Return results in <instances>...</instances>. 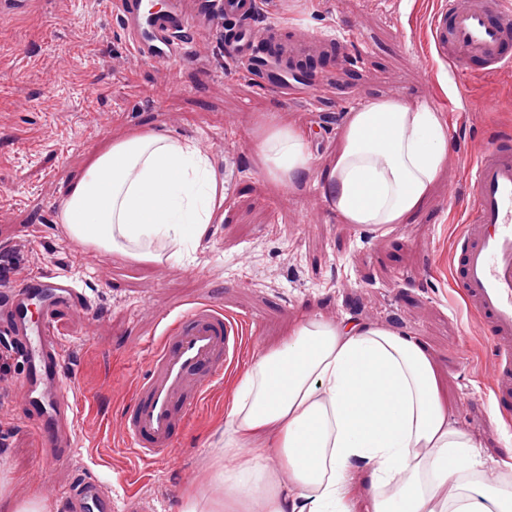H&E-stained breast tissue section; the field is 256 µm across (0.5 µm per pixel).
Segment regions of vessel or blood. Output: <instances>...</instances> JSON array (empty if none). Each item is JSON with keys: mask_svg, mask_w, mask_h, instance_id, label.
<instances>
[{"mask_svg": "<svg viewBox=\"0 0 512 512\" xmlns=\"http://www.w3.org/2000/svg\"><path fill=\"white\" fill-rule=\"evenodd\" d=\"M116 15L132 53L166 68L190 60L202 35L215 37L225 58L244 65L251 81L282 90L304 60L331 57L342 37L310 36L272 22L255 25L259 0H116ZM428 45L457 84L471 74L512 67V0H439ZM467 230L453 280L466 307L482 321L495 353L494 397L512 412V139L486 148L468 172ZM42 316L29 317L32 300ZM73 278L40 273L0 291V334L21 337L23 418L48 448L50 464L69 460L82 441L72 422L74 377L66 376L52 316L83 304ZM243 329L222 306L203 302L179 313L151 346L147 367L122 416L132 453L146 465L170 458L209 391L238 362ZM62 512H112V495L83 475L60 494Z\"/></svg>", "mask_w": 512, "mask_h": 512, "instance_id": "b4317fda", "label": "vessel or blood"}]
</instances>
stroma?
Returning <instances> with one entry per match:
<instances>
[{
    "instance_id": "stroma-1",
    "label": "stroma",
    "mask_w": 512,
    "mask_h": 512,
    "mask_svg": "<svg viewBox=\"0 0 512 512\" xmlns=\"http://www.w3.org/2000/svg\"><path fill=\"white\" fill-rule=\"evenodd\" d=\"M436 0H278L259 20L312 34L354 23L345 55L325 87L302 84L286 102L247 82L218 48L198 51L171 71L132 61L113 0H31L0 18V265L78 279L83 308L55 313L83 439L67 465L43 464L41 439L25 428L16 398L24 371L11 342L0 356V467L13 492L52 501L78 474H93L124 498L137 463L121 414L146 367L143 346L157 340L166 314L211 301L249 330L236 366L192 416L172 459L151 465L136 488L157 512H178L202 474L235 384L279 344L295 322L348 318L419 340L435 362L455 426L480 445L476 461L495 483L512 448V416L494 403L495 358L481 324L452 279L465 232L466 177L480 151L512 136V69L457 86L435 64L426 31ZM428 105L448 129V158L431 198L410 223L372 229L336 220L321 185L276 186L254 153L261 120L309 135L315 169H325L346 112L379 98ZM198 142L226 178L225 218L209 248L178 261L137 263L118 253L83 251L58 221L64 188L102 142L136 128Z\"/></svg>"
}]
</instances>
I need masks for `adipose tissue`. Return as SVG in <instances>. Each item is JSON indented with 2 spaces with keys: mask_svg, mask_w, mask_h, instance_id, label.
Returning <instances> with one entry per match:
<instances>
[{
  "mask_svg": "<svg viewBox=\"0 0 512 512\" xmlns=\"http://www.w3.org/2000/svg\"><path fill=\"white\" fill-rule=\"evenodd\" d=\"M254 152L278 186L314 173L297 126L260 124ZM447 156L438 113L380 98L346 113L321 179L338 223L405 224ZM225 192L198 143L138 129L89 156L59 221L94 250L159 262L154 244L163 240L176 260L208 246ZM475 456L414 338L308 319L245 371L205 479L179 512H512V490L484 483Z\"/></svg>",
  "mask_w": 512,
  "mask_h": 512,
  "instance_id": "ef3b65f1",
  "label": "adipose tissue"
}]
</instances>
